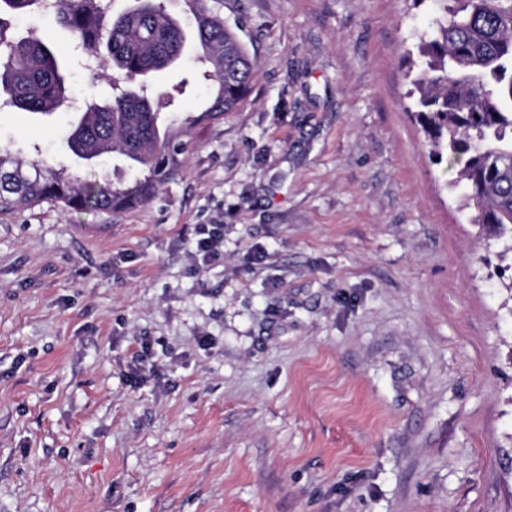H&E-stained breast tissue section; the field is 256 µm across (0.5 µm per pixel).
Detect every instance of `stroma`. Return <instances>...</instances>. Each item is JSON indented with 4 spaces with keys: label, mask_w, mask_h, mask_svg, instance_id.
<instances>
[{
    "label": "stroma",
    "mask_w": 512,
    "mask_h": 512,
    "mask_svg": "<svg viewBox=\"0 0 512 512\" xmlns=\"http://www.w3.org/2000/svg\"><path fill=\"white\" fill-rule=\"evenodd\" d=\"M214 8L257 68L178 179L123 211L0 212V512H512V240L471 223L409 112L402 55L434 5ZM19 28L111 100L54 16ZM180 82L196 110L194 57L158 80ZM75 120L5 112L0 143L132 180L75 160ZM207 231H199L206 235L195 240L194 257L202 263H207L221 256L224 252V227L220 224H211Z\"/></svg>",
    "instance_id": "1"
}]
</instances>
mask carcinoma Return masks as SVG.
Wrapping results in <instances>:
<instances>
[{
  "instance_id": "1",
  "label": "carcinoma",
  "mask_w": 512,
  "mask_h": 512,
  "mask_svg": "<svg viewBox=\"0 0 512 512\" xmlns=\"http://www.w3.org/2000/svg\"><path fill=\"white\" fill-rule=\"evenodd\" d=\"M115 0H0V104L50 114L74 100L55 46L16 21L55 15L89 58L112 67L119 93L100 104L94 93L75 106L79 117L70 151L91 161L121 157L138 177L125 183H84L22 142L0 145V211L44 200L71 209L119 211L126 200L151 202L182 173V137L198 125L189 113L168 119L154 92L157 77L177 66L188 40L201 51L210 85L207 120L235 111L251 92L254 61L236 31L207 0H194L195 25L186 32L163 0H134L114 12ZM438 16L430 35L404 54L409 98L430 157L460 166L455 188L475 204L473 223L489 236H512V0H432Z\"/></svg>"
}]
</instances>
